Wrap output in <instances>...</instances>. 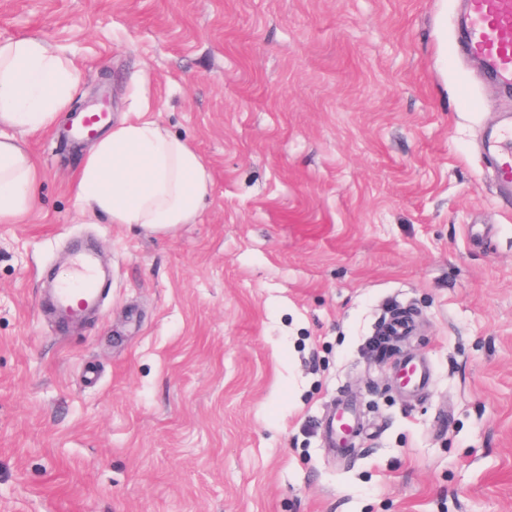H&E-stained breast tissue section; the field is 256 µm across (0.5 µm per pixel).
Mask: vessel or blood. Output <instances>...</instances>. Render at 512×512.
Returning <instances> with one entry per match:
<instances>
[{
  "instance_id": "obj_1",
  "label": "vessel or blood",
  "mask_w": 512,
  "mask_h": 512,
  "mask_svg": "<svg viewBox=\"0 0 512 512\" xmlns=\"http://www.w3.org/2000/svg\"><path fill=\"white\" fill-rule=\"evenodd\" d=\"M460 19L461 51L479 60L489 79L502 92L512 91V0H462ZM111 121L107 112H86L67 137L83 141ZM490 149L498 172L501 191L512 196V125L502 124L495 132ZM101 271L97 255L85 251L78 255L53 294L54 306L65 316L75 318L97 304ZM398 379L411 395L424 392L431 382L430 370L417 358H401Z\"/></svg>"
}]
</instances>
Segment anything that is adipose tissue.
Masks as SVG:
<instances>
[{
  "label": "adipose tissue",
  "instance_id": "adipose-tissue-1",
  "mask_svg": "<svg viewBox=\"0 0 512 512\" xmlns=\"http://www.w3.org/2000/svg\"><path fill=\"white\" fill-rule=\"evenodd\" d=\"M79 85L73 60L45 41L0 42V223L33 206L39 166L27 135L50 130ZM209 173L198 153L156 120H125L93 143L77 177L82 207L110 223L159 236L196 223L208 198Z\"/></svg>",
  "mask_w": 512,
  "mask_h": 512
}]
</instances>
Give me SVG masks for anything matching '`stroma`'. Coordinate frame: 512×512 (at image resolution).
<instances>
[{
    "label": "stroma",
    "instance_id": "1",
    "mask_svg": "<svg viewBox=\"0 0 512 512\" xmlns=\"http://www.w3.org/2000/svg\"><path fill=\"white\" fill-rule=\"evenodd\" d=\"M458 2L0 0V41L78 65L75 105L158 120L210 174L198 223L155 236L81 210L69 113L26 137L36 205L0 223V512H512V197L483 146L512 96L454 52ZM86 240L110 295L60 332L44 278ZM396 309L414 332L379 353ZM398 379L412 395L424 392L431 382L430 370L415 357L401 358L397 368Z\"/></svg>",
    "mask_w": 512,
    "mask_h": 512
}]
</instances>
